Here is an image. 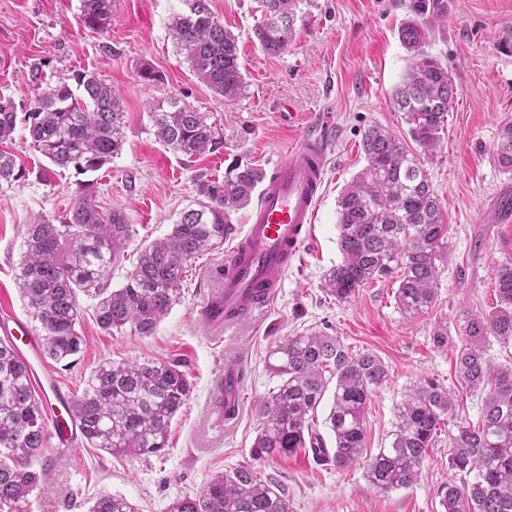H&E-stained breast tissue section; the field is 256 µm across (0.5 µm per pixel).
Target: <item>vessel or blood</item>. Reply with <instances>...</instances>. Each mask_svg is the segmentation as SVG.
<instances>
[{
    "instance_id": "b4317fda",
    "label": "vessel or blood",
    "mask_w": 512,
    "mask_h": 512,
    "mask_svg": "<svg viewBox=\"0 0 512 512\" xmlns=\"http://www.w3.org/2000/svg\"><path fill=\"white\" fill-rule=\"evenodd\" d=\"M325 148L319 139L303 137L287 159L275 163L273 173L259 193V201L241 226L224 261V274L206 301H223V315L211 318L214 326H232L249 319L278 294L286 272L310 234L321 187L326 174ZM0 334L21 338L24 349L33 351L38 338L20 323L0 314ZM243 363L224 368V397L228 405H239L245 380ZM49 412L55 424L51 435L56 447L71 444L77 435L75 420L65 418L70 406L67 395L53 390Z\"/></svg>"
}]
</instances>
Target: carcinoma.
Returning <instances> with one entry per match:
<instances>
[{"label":"carcinoma","instance_id":"carcinoma-1","mask_svg":"<svg viewBox=\"0 0 512 512\" xmlns=\"http://www.w3.org/2000/svg\"><path fill=\"white\" fill-rule=\"evenodd\" d=\"M113 0H80V19L103 30L112 19ZM188 10L172 17L169 31L197 78L233 102L247 92L237 38L224 28L210 0H184ZM301 0H257L276 12L280 23L259 19L253 33L264 53H284L295 35ZM413 17L399 31L408 53L404 77L394 89L395 109L418 147L408 149L389 128L364 131L366 165L337 200V244L341 261L322 280L339 304L372 281L398 284L396 304L409 318L431 308L448 255V224L426 167L439 146L454 83L448 65L424 51L432 23L445 16L443 0H411ZM37 93L23 121L31 145L53 167L77 175L100 170L124 144L122 99L95 74L79 72L54 85L42 68L31 72ZM158 139L187 157L219 144L202 112L172 96L149 107ZM17 113L0 100V145L12 140ZM494 159L512 172V122L502 124ZM23 170L15 155L0 149V183L17 182ZM265 174L251 166L227 168L223 179L197 182V198L183 210L171 232L140 246L124 282L112 287V267L136 235L118 211L102 212L92 200V184L76 182L71 206L58 217L27 226L16 284L26 312L42 336V356L68 367L84 349L80 301L92 302L96 322L112 335H154L181 297L186 268L199 255L224 244L231 214L249 206ZM497 303L488 312L462 315L455 335L456 371L466 387L481 395L475 423L458 422L451 437L449 464L462 480L442 488L444 512H512V365H495L487 355L496 341L512 347V260L494 270ZM267 367L279 383L256 405L258 433L251 463L211 478L199 492L173 500L166 512H290L288 495L261 468L277 456L309 449L338 469L366 460V476L383 490L408 488L420 476L439 424L453 417L448 390L432 380L414 385L395 407L386 447L366 454V413L372 392L387 378L384 362L370 351L353 352L339 337L321 332L286 336L268 351ZM29 364L7 339L0 340V512H29L32 495L47 478L35 469L48 445L50 420L36 392ZM334 385L326 417L335 440L326 448L313 417ZM191 394L178 361H101L84 391L73 400V416L91 447L113 456H161L170 426ZM89 512H138L121 495L102 494Z\"/></svg>","mask_w":512,"mask_h":512}]
</instances>
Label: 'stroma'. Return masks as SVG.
<instances>
[{
    "label": "stroma",
    "mask_w": 512,
    "mask_h": 512,
    "mask_svg": "<svg viewBox=\"0 0 512 512\" xmlns=\"http://www.w3.org/2000/svg\"><path fill=\"white\" fill-rule=\"evenodd\" d=\"M447 16L428 34L426 52L447 63L456 89L447 125L427 168L448 219V257L441 286L428 312L407 318L398 308L395 285L377 282L339 304L321 289L324 273L341 260L336 200L365 166L361 138L381 124L399 136L408 126L391 104L408 54L398 29L411 18V0H302L296 36L286 52L272 57L260 49L252 29L256 0H211L215 15L237 38L248 84L246 95L224 102L193 73L169 35L180 0H113L112 22L85 28L79 0H0V100L28 112L35 91L28 73L40 64L49 78L95 73L120 95L125 143L102 169L86 174L100 210L124 213L136 224L137 241L168 234L202 179L223 177L241 162L271 173L274 163L309 126L322 129L328 158L322 198L307 243L291 262L283 287L258 322L213 338L197 324L213 269L224 260L217 250L192 262L182 298L149 337L108 335L97 325L91 302L81 303L86 340L71 366L27 353L35 378L51 375L69 396L82 393L91 371L110 359L176 360L191 380L192 393L174 418L162 457L116 458L76 441L66 453L47 448L52 474L31 499L30 512H88L99 494H120L140 512H166L175 498L198 492L213 476L248 462L258 431L257 401L278 380L266 368L267 351L280 338L322 331L356 351L375 353L388 379L375 389L366 416L367 449L387 443L396 405L419 380L430 378L452 394L459 420L477 421L480 399L462 390L454 348L435 347L437 324L455 327L464 311L496 304L494 268L512 258V223L499 218L497 201L512 196V172L493 160L504 121H512V54L498 38L512 27V0H444ZM160 79L144 82L143 66ZM181 98L205 113L220 146L187 158L165 146L149 118L151 102ZM297 114L295 124L279 117ZM10 152L26 175L0 183V309L26 320L15 284L20 244L27 224L69 209L74 172H45L24 124H17ZM243 354L248 377L235 426L218 431L211 401L215 374L225 359ZM448 430L428 449L421 475L408 489L384 491L369 482L363 465L339 470L300 450L263 472L288 492L292 512H443L441 489L455 480L448 464Z\"/></svg>",
    "instance_id": "1"
}]
</instances>
